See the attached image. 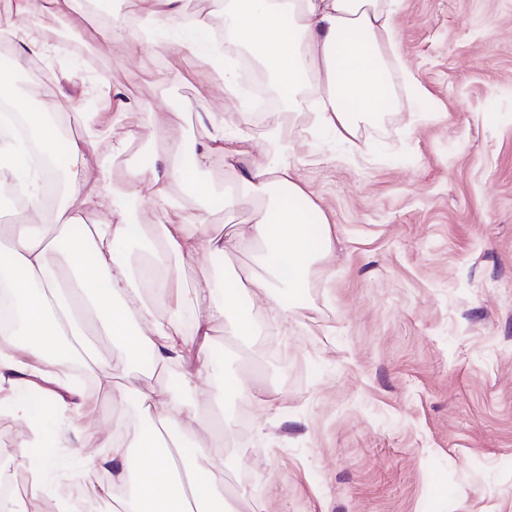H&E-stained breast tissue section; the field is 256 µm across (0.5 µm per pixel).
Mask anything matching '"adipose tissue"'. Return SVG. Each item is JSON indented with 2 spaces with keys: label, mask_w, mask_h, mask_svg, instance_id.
<instances>
[{
  "label": "adipose tissue",
  "mask_w": 512,
  "mask_h": 512,
  "mask_svg": "<svg viewBox=\"0 0 512 512\" xmlns=\"http://www.w3.org/2000/svg\"><path fill=\"white\" fill-rule=\"evenodd\" d=\"M138 5L153 36L138 38L126 18L116 16L103 39L129 55L146 49L190 52L214 84L232 92L239 75L225 67L211 42L216 24H223L232 34L229 46L245 47L273 75L287 111L313 112L316 122L338 137L353 135L355 117L383 111L393 99L382 63L398 54L396 17L404 0H218L215 10L188 23L182 19V0H138ZM80 7V0H13L11 10L0 14V39L19 47L13 70H23L28 56L49 47L45 37L30 33L32 18L56 19ZM31 95L39 110L28 117V141L0 132V189L25 201L21 211L0 218V274L21 313L18 330L0 329V371L18 372L32 360L46 378L65 376L70 359L91 354L93 319L121 351L133 356L150 352L152 370L168 371L188 354L180 328L183 310L193 311L196 333L225 319L234 336H249L253 314L242 307L241 298L251 289L265 293L268 286L257 276L221 293L209 285L183 287L181 267L201 248L229 261L263 243L281 272L280 284L289 290L304 283L313 262L331 255L328 218L297 180L278 113L268 115L266 159L238 172L232 192L217 194L200 171L213 155L235 157L242 141L223 112H201L211 135L198 152L186 153L182 141L167 139L130 180H115L106 166L92 180L88 143L105 135V127L87 115L84 135L59 141L56 99L39 88ZM29 141L42 155L64 154V194L75 202L93 193L98 204L91 207L90 218L46 222L45 180L27 162ZM145 190L170 221L159 229L154 259L134 268L123 247L135 238L134 210ZM184 191L201 198V211L182 215ZM240 202L251 205L246 223L227 226L223 238L213 237L209 212L231 210ZM61 247L68 263L49 258ZM168 295L174 307L166 319H157L153 300ZM139 405L153 428L138 443L117 436L98 442L90 425L74 432L81 445L91 447V460L107 477L89 497L98 512H238L215 480L224 470V455L213 439L195 441L188 455L172 435L174 429L191 432L200 424L194 377L182 375L178 390L160 402L140 394Z\"/></svg>",
  "instance_id": "adipose-tissue-1"
}]
</instances>
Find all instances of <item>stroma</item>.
Masks as SVG:
<instances>
[{
    "label": "stroma",
    "mask_w": 512,
    "mask_h": 512,
    "mask_svg": "<svg viewBox=\"0 0 512 512\" xmlns=\"http://www.w3.org/2000/svg\"><path fill=\"white\" fill-rule=\"evenodd\" d=\"M401 65L387 69L395 103L338 139L309 114H285L291 161L332 227L333 253L289 299L286 324L264 294L246 295L255 334L234 354L249 396L202 374L201 419L221 426L226 465L216 481L242 493V512H512V0H405ZM64 22L83 49L53 45L6 72L23 102L44 84L78 113L108 81L131 110L101 107L111 138L93 139L88 172L122 176L146 139L205 142L203 105L233 115L245 155L214 158L203 180L224 192L235 169L261 159L265 121L206 84L190 54L123 56L97 39L95 20ZM126 142L120 158L111 144ZM276 276L264 245L225 266L199 251L183 284L213 287ZM100 391L84 412L100 438L121 424L147 430L143 393L175 380L94 336ZM19 420L0 416V473L28 471L39 445L17 450Z\"/></svg>",
    "instance_id": "obj_1"
}]
</instances>
